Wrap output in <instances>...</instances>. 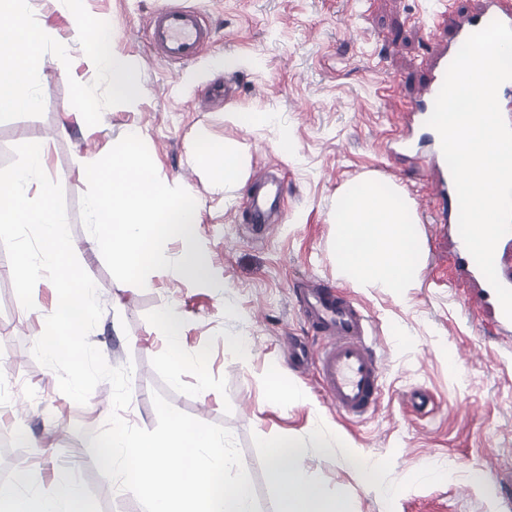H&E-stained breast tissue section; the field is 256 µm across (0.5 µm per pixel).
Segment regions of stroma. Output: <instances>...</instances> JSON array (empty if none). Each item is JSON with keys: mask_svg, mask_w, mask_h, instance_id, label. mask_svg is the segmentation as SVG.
Listing matches in <instances>:
<instances>
[{"mask_svg": "<svg viewBox=\"0 0 512 512\" xmlns=\"http://www.w3.org/2000/svg\"><path fill=\"white\" fill-rule=\"evenodd\" d=\"M435 18L436 0H84L95 18L109 22L111 49L137 67V102L106 108L86 125L69 100V80L89 84L91 68L70 26L62 0H32L39 26L65 45L63 65L44 55L38 75L44 112L0 123V166L13 146L48 141L45 172L61 184L76 257L98 286L102 315L89 334L106 362L131 366V403L123 419L143 429L157 423L153 393L195 419L227 428L248 471L256 512H278L280 496L265 480L267 443L288 435L310 444L300 467L326 495L345 500L348 512H512V341L482 333L479 318L462 304L465 281L453 289L448 242L435 225L419 222L418 285L406 300L381 291L345 287L338 271L333 222L341 187L374 177L397 186L415 210L432 205L425 170L396 163L384 141L401 133L405 102L419 90L453 19L479 0H448ZM163 6L203 14L214 29L200 59L179 66L148 45L142 22ZM234 59L221 68V57ZM215 82L231 97L206 98ZM233 112H271L275 121L246 127ZM138 129L160 180L183 187L196 201L201 246L223 285L185 282L173 270L152 272L139 288L117 281L82 217L84 167ZM245 155L244 181L212 182L204 153L224 146ZM280 171L283 222L255 234L245 198L255 175ZM316 279L346 288L369 316L383 372V397L372 415L348 420L325 400L315 378L289 369L290 339L310 351L321 341L302 317L297 290ZM35 307L23 312L11 267L0 246V373L16 371L10 397L0 398V438L27 478L52 491L68 476L90 512H142L135 497L101 472L92 439L110 414L108 382L85 405L59 389L57 373L39 364L32 347L53 313L56 290L40 279ZM183 319L181 380L173 382L160 310ZM286 369L284 388L266 376ZM425 393L426 408L412 405ZM333 452L313 449L318 438ZM370 458L365 481L350 453ZM445 478H426L435 465Z\"/></svg>", "mask_w": 512, "mask_h": 512, "instance_id": "stroma-1", "label": "stroma"}]
</instances>
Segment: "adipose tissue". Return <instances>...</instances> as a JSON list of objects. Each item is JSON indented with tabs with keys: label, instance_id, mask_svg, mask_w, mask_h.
<instances>
[{
	"label": "adipose tissue",
	"instance_id": "adipose-tissue-1",
	"mask_svg": "<svg viewBox=\"0 0 512 512\" xmlns=\"http://www.w3.org/2000/svg\"><path fill=\"white\" fill-rule=\"evenodd\" d=\"M334 222L339 232V265L355 288H378L405 298L416 287V214L395 190L366 179L345 186ZM306 449L296 440H273L267 453L266 480L281 495L280 512H347L344 501L305 481L298 465ZM0 512H87L81 491L60 479L52 494L15 480L0 484Z\"/></svg>",
	"mask_w": 512,
	"mask_h": 512
}]
</instances>
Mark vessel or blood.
Listing matches in <instances>:
<instances>
[{
  "mask_svg": "<svg viewBox=\"0 0 512 512\" xmlns=\"http://www.w3.org/2000/svg\"><path fill=\"white\" fill-rule=\"evenodd\" d=\"M512 26V0H482L480 8L455 23L448 41L432 58L420 95L405 112L415 121L418 139L409 137L388 141V153L418 154L432 178V194L439 203L438 223L454 227L458 202L454 181L444 159L440 136L426 121L432 113L449 64L464 41L491 21ZM151 45L170 61L186 64L199 58L210 43L212 31L200 13L186 8L164 7L148 19ZM280 191L259 180L247 200L249 220L257 227L271 224L280 213ZM457 266L471 285L467 304L484 307L492 315L497 331L512 329L498 297L466 249L460 234L451 236ZM496 274L506 287L512 288V233L505 235L495 249ZM303 316L322 333L323 342L316 358H309L304 345L291 346L289 357L298 363L314 362L316 375L325 397L341 415L359 418L377 409L382 395V372L375 348L368 338L370 320L351 298L325 288L320 282H305L299 291Z\"/></svg>",
  "mask_w": 512,
  "mask_h": 512,
  "instance_id": "b4317fda",
  "label": "vessel or blood"
}]
</instances>
